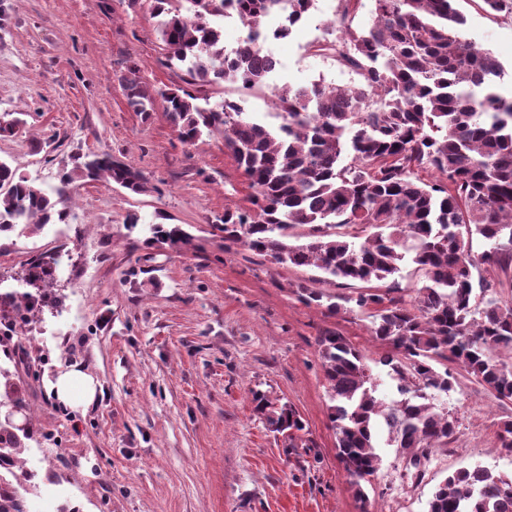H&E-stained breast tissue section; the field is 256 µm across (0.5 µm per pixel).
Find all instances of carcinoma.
I'll use <instances>...</instances> for the list:
<instances>
[{
    "instance_id": "obj_1",
    "label": "carcinoma",
    "mask_w": 512,
    "mask_h": 512,
    "mask_svg": "<svg viewBox=\"0 0 512 512\" xmlns=\"http://www.w3.org/2000/svg\"><path fill=\"white\" fill-rule=\"evenodd\" d=\"M370 26L358 31L344 7L331 26L340 38L317 51L362 77L339 87L315 82L269 83L265 45L284 39L315 0H152L168 65L188 84H230L240 95L275 97L276 124L255 119L235 100L210 104L180 87L151 93L129 69L128 106L150 117L160 96L182 140L219 135L252 190L251 207L224 212L214 228L224 243L241 244L274 265L312 266L323 282L361 284L355 297L301 285L298 298L332 315L357 311L380 346L373 361L337 329L316 343L340 463L355 497L377 475L380 448L405 459L404 476L418 482L435 452L456 440L458 418L441 403L463 375L495 400L512 403V300L500 276L512 270V97L497 91L503 67L488 50L462 37L455 0H374ZM233 6L245 36L224 45V9ZM280 19L274 33L266 21ZM205 104H200L199 100ZM60 182L106 179L135 193L150 191L144 173L109 153L74 154ZM67 198L38 188L0 159V234L22 224L38 231L66 222ZM146 243L186 245L178 225H148ZM490 242L480 254L473 236ZM410 259L424 285L413 302L394 296L400 262ZM53 256L38 255L28 273L42 321L52 297ZM20 362L0 367V512H29L36 478L20 455L36 440ZM271 432L293 441L305 424L280 399L253 396ZM22 415L24 424L15 423ZM500 450L512 454V419L500 422ZM428 512H512V478L479 465L441 480Z\"/></svg>"
}]
</instances>
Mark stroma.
I'll list each match as a JSON object with an SVG mask.
<instances>
[{"label": "stroma", "instance_id": "1", "mask_svg": "<svg viewBox=\"0 0 512 512\" xmlns=\"http://www.w3.org/2000/svg\"><path fill=\"white\" fill-rule=\"evenodd\" d=\"M463 36L492 52L512 95V11L483 0H456ZM342 0H316L288 39L277 83L336 86L360 78L315 47L334 39ZM150 0H10L0 22V114L26 119L0 137V158L44 190L65 189L69 223L0 238V286L21 287L29 256L59 243L74 253L81 282L53 289L67 322L60 336L31 353L38 377L28 398L33 422L60 445L41 448L52 506L80 512H427L434 485L452 471L481 465L512 478V456L497 449L498 423L512 404L494 401L459 378L447 405L459 419L452 452L435 454L422 481L403 479L395 449L365 484L359 506L336 458L327 392L315 338L338 329L369 358L378 346L356 313L333 317L302 303L295 290L318 277L239 245H225L214 224L247 206L248 183L213 136L179 138L163 103L150 118L127 105L122 82L136 66L151 88L180 87L165 63ZM108 152L141 170L151 190L78 181L58 170L75 153ZM142 225L128 229V214ZM177 224L190 244L147 245L145 225ZM93 377L94 401L59 404L47 385L66 368ZM261 391L302 416L309 448L286 447L255 413Z\"/></svg>", "mask_w": 512, "mask_h": 512}]
</instances>
